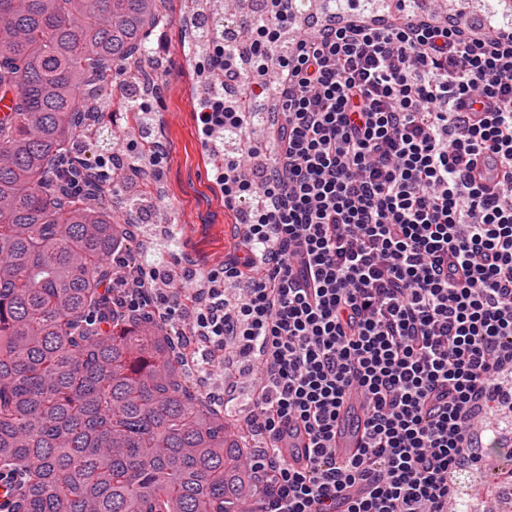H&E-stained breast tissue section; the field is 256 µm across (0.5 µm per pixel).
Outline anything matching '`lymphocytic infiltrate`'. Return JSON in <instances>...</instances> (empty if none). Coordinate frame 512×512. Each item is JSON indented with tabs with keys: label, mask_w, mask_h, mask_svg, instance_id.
<instances>
[{
	"label": "lymphocytic infiltrate",
	"mask_w": 512,
	"mask_h": 512,
	"mask_svg": "<svg viewBox=\"0 0 512 512\" xmlns=\"http://www.w3.org/2000/svg\"><path fill=\"white\" fill-rule=\"evenodd\" d=\"M293 0H268L247 44L216 38L221 75L197 115L202 137L240 142L215 157L224 204L250 202L241 247L209 272L152 287L155 270L112 253L105 294L167 321L205 372L233 343L260 378L251 423L259 512H448L452 475L484 461L475 418L512 374V34L422 15L379 26L361 0L278 53ZM280 119L279 149L250 175L254 97ZM247 282L227 309L222 284ZM369 404L364 444L337 464L344 395ZM305 432L306 463L288 461Z\"/></svg>",
	"instance_id": "lymphocytic-infiltrate-1"
}]
</instances>
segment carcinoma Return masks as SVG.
<instances>
[{"label": "carcinoma", "instance_id": "cac0c4a2", "mask_svg": "<svg viewBox=\"0 0 512 512\" xmlns=\"http://www.w3.org/2000/svg\"><path fill=\"white\" fill-rule=\"evenodd\" d=\"M164 0H0V461L20 512H250L260 452L191 390L170 328L87 323L121 226L112 185L56 162L99 136L115 71L136 77ZM25 476V469L0 471V488L5 492V500L0 501V512H16L25 486Z\"/></svg>", "mask_w": 512, "mask_h": 512}]
</instances>
